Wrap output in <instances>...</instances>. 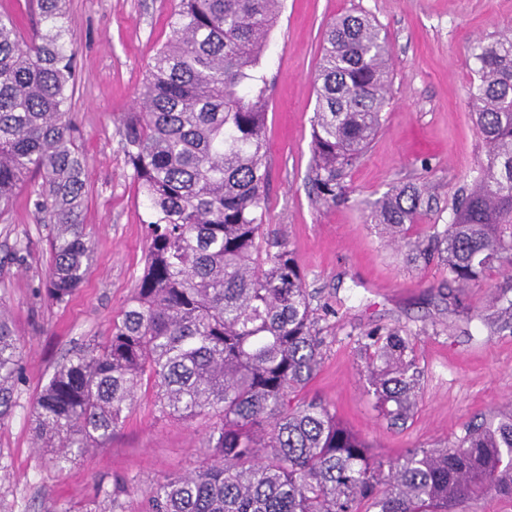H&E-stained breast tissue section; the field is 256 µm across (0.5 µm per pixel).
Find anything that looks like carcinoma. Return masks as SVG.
<instances>
[{"label": "carcinoma", "mask_w": 512, "mask_h": 512, "mask_svg": "<svg viewBox=\"0 0 512 512\" xmlns=\"http://www.w3.org/2000/svg\"><path fill=\"white\" fill-rule=\"evenodd\" d=\"M42 28L0 14V220L31 179L37 220L51 225L45 288L63 303L92 260L83 224L85 158L70 104L75 50L67 0H36ZM281 0H179L118 133L148 203L149 246L111 335L58 364L33 405L36 445L63 470L111 438L148 381L162 418L215 422L207 461L156 482L143 512H459L486 494L512 500V413L469 426L440 448L376 458L321 402L295 401L317 375L324 337L305 274L282 237L265 232L270 84L263 73ZM469 104L483 155L427 242L424 185L396 186L368 219L407 258H437L464 288L512 267V34L471 49ZM391 57L364 14L327 28L315 73L307 174L321 204L348 200L347 171L384 124ZM364 377L382 417L405 423L420 370L410 339L364 333ZM20 346L0 305V419L11 414ZM128 482L97 488L91 512H124Z\"/></svg>", "instance_id": "carcinoma-1"}]
</instances>
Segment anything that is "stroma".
<instances>
[{
  "instance_id": "1",
  "label": "stroma",
  "mask_w": 512,
  "mask_h": 512,
  "mask_svg": "<svg viewBox=\"0 0 512 512\" xmlns=\"http://www.w3.org/2000/svg\"><path fill=\"white\" fill-rule=\"evenodd\" d=\"M177 3L69 0L65 26L78 69L71 112L87 159L84 222L93 256L68 302L41 294L50 265L48 227L29 204L33 183L18 189L9 223H0V304L22 350L16 405L0 421V512H88L96 484L117 478L133 480L123 502L126 512H138L156 480L194 470L207 454L208 420L159 417L148 385L105 445L66 470L35 447L32 430V402L55 366L74 347L110 336L142 271L148 205L125 161L118 126L171 34L168 18ZM349 13L369 15L383 28L391 81L384 127L349 174L348 201L323 206L307 181L314 74L327 24ZM510 30L512 0H283L269 38L264 222L304 268L325 338L320 371L297 398L326 404L385 459L442 446L468 425L512 412V316L491 302L502 291L512 297V273L495 270L483 284L449 286L441 262H407L367 222L370 203L408 182L426 184L432 195L415 235L447 222L453 195L482 155L467 99L475 69L470 48ZM19 239L28 243L20 259L13 254ZM394 326L412 336L422 370L412 415L398 425L379 414L365 391L358 344L362 333Z\"/></svg>"
}]
</instances>
